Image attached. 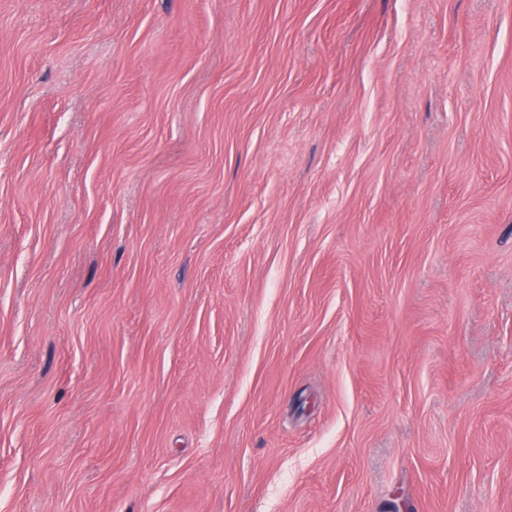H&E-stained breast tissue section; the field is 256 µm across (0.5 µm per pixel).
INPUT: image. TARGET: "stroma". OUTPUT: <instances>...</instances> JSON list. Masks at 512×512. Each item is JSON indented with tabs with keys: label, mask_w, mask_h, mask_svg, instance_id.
<instances>
[{
	"label": "stroma",
	"mask_w": 512,
	"mask_h": 512,
	"mask_svg": "<svg viewBox=\"0 0 512 512\" xmlns=\"http://www.w3.org/2000/svg\"><path fill=\"white\" fill-rule=\"evenodd\" d=\"M0 512H512V0H0Z\"/></svg>",
	"instance_id": "35a3bbf8"
}]
</instances>
